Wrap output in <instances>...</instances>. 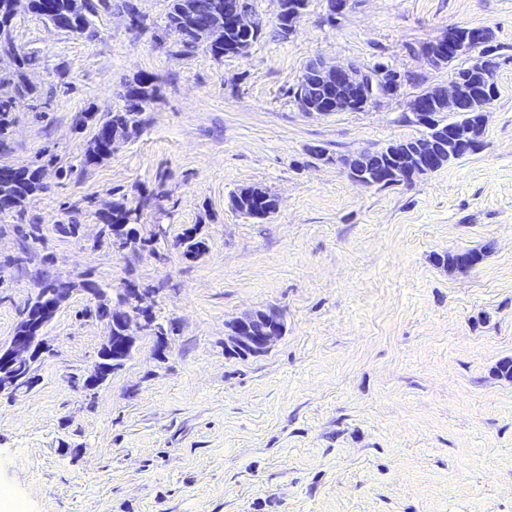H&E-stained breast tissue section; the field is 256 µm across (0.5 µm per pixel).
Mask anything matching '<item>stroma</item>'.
<instances>
[{
    "instance_id": "35a3bbf8",
    "label": "stroma",
    "mask_w": 512,
    "mask_h": 512,
    "mask_svg": "<svg viewBox=\"0 0 512 512\" xmlns=\"http://www.w3.org/2000/svg\"><path fill=\"white\" fill-rule=\"evenodd\" d=\"M250 2L260 37L219 60L181 53L167 0H112L92 38L16 17L13 42L38 61L33 93L0 88V165L41 168L27 217L44 241L24 245L0 214V342L37 291L30 268L48 261L74 291L44 330L52 351L32 388L0 394V487L16 499L0 512H512V377L499 371L512 360V0H348L336 15L307 0L284 36L276 0ZM451 25L495 33L482 148L407 185L354 184L336 158L420 136L412 99L468 65L424 54ZM314 60L381 65L401 85L364 111L311 116L293 93ZM139 74L158 88L141 134L82 166L95 119ZM84 113L94 120L78 125ZM248 186L278 210H233ZM116 204L165 238L114 251L101 216ZM192 230L205 249L188 259ZM463 250L479 263L439 264ZM130 275L157 291L165 357L143 332L84 390L108 328L86 315L83 283L114 299ZM267 307L283 336L226 354L227 323Z\"/></svg>"
}]
</instances>
